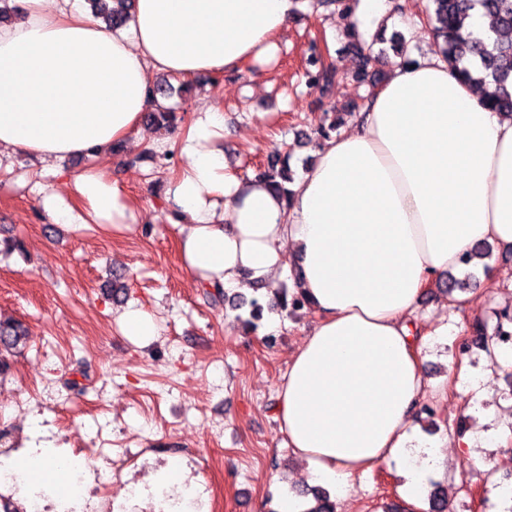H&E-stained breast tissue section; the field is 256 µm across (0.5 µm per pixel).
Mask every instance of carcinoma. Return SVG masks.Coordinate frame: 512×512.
Returning <instances> with one entry per match:
<instances>
[{
    "label": "carcinoma",
    "instance_id": "carcinoma-1",
    "mask_svg": "<svg viewBox=\"0 0 512 512\" xmlns=\"http://www.w3.org/2000/svg\"><path fill=\"white\" fill-rule=\"evenodd\" d=\"M94 17L108 25L121 24L128 15L109 6L108 0H89ZM479 8L492 20L488 30L481 32H463V18L468 11ZM427 10L432 22L436 47L448 64L460 78L479 86L492 84L494 91L488 100V106L499 113L512 118V0H428ZM349 48L359 63L360 78H365L369 66L376 61L372 47L360 40L350 43ZM310 63L318 66V72L311 78V84L320 88L332 86L337 78V69L323 53L314 54ZM147 120L155 129L168 132L176 120V109L168 105H159L147 113ZM290 154L275 155L266 165L257 170V177L264 180L270 188L283 197L291 195L287 183L290 177ZM491 246L476 243L462 258L466 269L464 277H448L445 287L448 293L455 290L465 291L475 283L472 270L473 261L489 258ZM280 306L290 312L306 306L300 295L287 296V289L277 290ZM248 316L238 317L241 324L250 330L257 327L262 317V306L254 298L249 303ZM512 325V314L504 310L496 314V323L489 326L484 320H475L466 328V339L479 345L486 352L490 346L498 343V336L504 323ZM26 332L19 321L0 322V375H5L11 367V359L19 353ZM315 505L302 512H336V504L328 491L314 489ZM428 512H446L447 496L436 485L428 495Z\"/></svg>",
    "mask_w": 512,
    "mask_h": 512
}]
</instances>
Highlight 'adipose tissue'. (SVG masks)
Wrapping results in <instances>:
<instances>
[{
	"mask_svg": "<svg viewBox=\"0 0 512 512\" xmlns=\"http://www.w3.org/2000/svg\"><path fill=\"white\" fill-rule=\"evenodd\" d=\"M0 26V153L61 162L126 142L156 76L239 69L287 28L297 0H134L108 27L78 0H22ZM436 52L398 62L351 130L324 141L283 200L224 159V114L202 105L178 136L166 202L182 267L200 285L254 283L303 295L317 320L288 364L275 405L314 479L347 493L390 460L418 495L438 444L413 430L424 385L413 316L439 274L474 243L512 248V119L483 104ZM71 188L113 230L131 204L104 173Z\"/></svg>",
	"mask_w": 512,
	"mask_h": 512,
	"instance_id": "1",
	"label": "adipose tissue"
}]
</instances>
